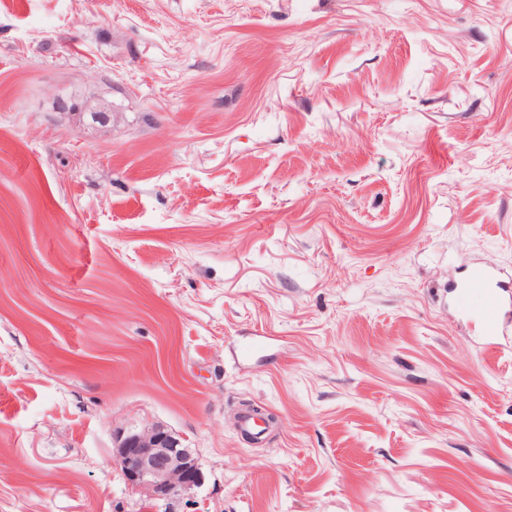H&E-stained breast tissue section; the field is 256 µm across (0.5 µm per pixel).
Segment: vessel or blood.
Wrapping results in <instances>:
<instances>
[{
  "instance_id": "obj_1",
  "label": "vessel or blood",
  "mask_w": 512,
  "mask_h": 512,
  "mask_svg": "<svg viewBox=\"0 0 512 512\" xmlns=\"http://www.w3.org/2000/svg\"><path fill=\"white\" fill-rule=\"evenodd\" d=\"M456 304L481 324L486 349L496 348L507 333L505 319L512 314V284L502 281L496 270L475 268L458 289Z\"/></svg>"
}]
</instances>
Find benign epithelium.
I'll return each instance as SVG.
<instances>
[{
  "label": "benign epithelium",
  "instance_id": "1",
  "mask_svg": "<svg viewBox=\"0 0 512 512\" xmlns=\"http://www.w3.org/2000/svg\"><path fill=\"white\" fill-rule=\"evenodd\" d=\"M58 109L71 115L87 114L101 125L112 123L114 114L112 102L104 98L72 103L60 99ZM113 455L126 483L144 490L157 504L166 506L204 483L194 450L162 424L117 431Z\"/></svg>",
  "mask_w": 512,
  "mask_h": 512
}]
</instances>
